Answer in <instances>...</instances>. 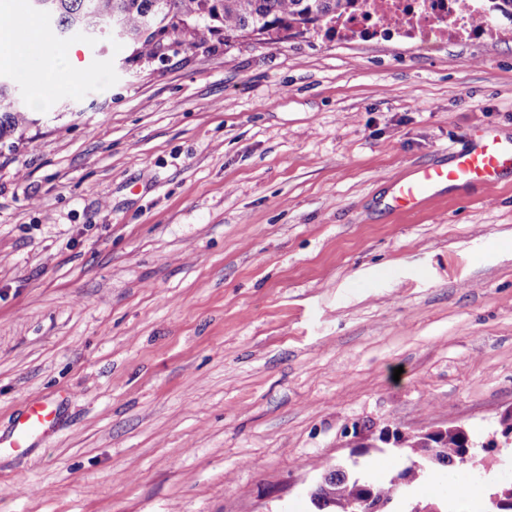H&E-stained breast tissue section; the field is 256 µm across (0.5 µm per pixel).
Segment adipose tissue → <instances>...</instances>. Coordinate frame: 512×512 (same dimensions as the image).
<instances>
[{
    "label": "adipose tissue",
    "mask_w": 512,
    "mask_h": 512,
    "mask_svg": "<svg viewBox=\"0 0 512 512\" xmlns=\"http://www.w3.org/2000/svg\"><path fill=\"white\" fill-rule=\"evenodd\" d=\"M43 35L30 30L18 35L14 26L0 28V63L24 70L33 88L32 100L37 104L50 101L55 91L63 89L70 78L53 60L42 58Z\"/></svg>",
    "instance_id": "ef3b65f1"
}]
</instances>
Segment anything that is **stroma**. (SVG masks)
<instances>
[{
	"label": "stroma",
	"mask_w": 512,
	"mask_h": 512,
	"mask_svg": "<svg viewBox=\"0 0 512 512\" xmlns=\"http://www.w3.org/2000/svg\"><path fill=\"white\" fill-rule=\"evenodd\" d=\"M80 72L0 140V512H314L354 428L512 412V174L411 211L394 181L512 132V27L423 47L52 38ZM512 482V446L453 481ZM57 406L51 403L33 405L22 415L8 435H0V453H13L31 448L34 441L46 436L54 427Z\"/></svg>",
	"instance_id": "35a3bbf8"
}]
</instances>
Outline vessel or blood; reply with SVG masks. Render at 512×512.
<instances>
[{
  "mask_svg": "<svg viewBox=\"0 0 512 512\" xmlns=\"http://www.w3.org/2000/svg\"><path fill=\"white\" fill-rule=\"evenodd\" d=\"M512 169V137L474 132L461 149H450L447 164L428 165L413 170L410 177L395 181L396 208L412 210L449 188L491 186ZM57 408L49 403L33 405L13 430L0 435V453H13L32 447L54 427Z\"/></svg>",
  "mask_w": 512,
  "mask_h": 512,
  "instance_id": "b4317fda",
  "label": "vessel or blood"
}]
</instances>
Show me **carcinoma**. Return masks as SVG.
Returning a JSON list of instances; mask_svg holds the SVG:
<instances>
[{
    "mask_svg": "<svg viewBox=\"0 0 512 512\" xmlns=\"http://www.w3.org/2000/svg\"><path fill=\"white\" fill-rule=\"evenodd\" d=\"M43 7H32L35 18L53 25L61 37L94 39L104 33L112 39L130 42L137 55L152 58L161 54L163 40L172 36L193 44L206 34H224V41L245 33H279L310 23L323 24L353 6L356 0H42ZM487 16L476 22L481 29L489 16L500 14L512 19V0H486ZM30 123L28 110L13 102L11 85L0 79V139ZM394 449L403 460L401 471L380 482H369L351 464L338 462L318 478L310 491L312 504L322 512H348L351 501L367 495L388 506L407 504L405 512H447L439 503L412 501L405 490L422 482L429 469L439 464L456 468L462 464L485 470L492 455L480 452L466 461L467 447L474 443L468 432L455 427L433 441L421 437L400 439ZM488 512H512V483L499 484L489 494Z\"/></svg>",
    "mask_w": 512,
    "mask_h": 512,
    "instance_id": "cac0c4a2",
    "label": "carcinoma"
}]
</instances>
